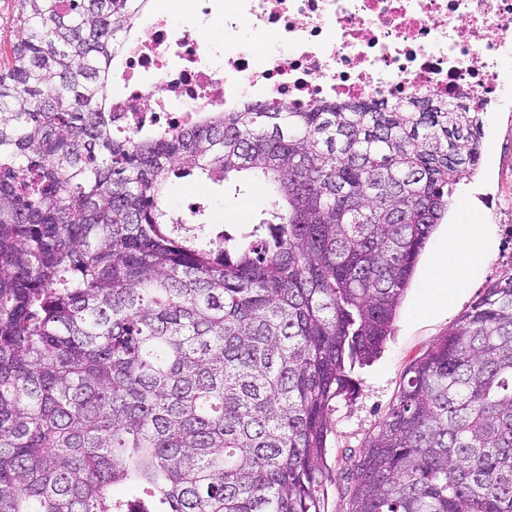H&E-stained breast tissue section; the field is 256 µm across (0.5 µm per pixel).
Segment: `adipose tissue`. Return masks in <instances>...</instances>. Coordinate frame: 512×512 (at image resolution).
<instances>
[{"label": "adipose tissue", "instance_id": "obj_1", "mask_svg": "<svg viewBox=\"0 0 512 512\" xmlns=\"http://www.w3.org/2000/svg\"><path fill=\"white\" fill-rule=\"evenodd\" d=\"M490 249L491 234L486 225H451L429 264L418 304L419 312L452 306Z\"/></svg>", "mask_w": 512, "mask_h": 512}]
</instances>
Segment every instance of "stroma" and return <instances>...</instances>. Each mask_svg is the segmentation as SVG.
<instances>
[{"label": "stroma", "instance_id": "35a3bbf8", "mask_svg": "<svg viewBox=\"0 0 512 512\" xmlns=\"http://www.w3.org/2000/svg\"><path fill=\"white\" fill-rule=\"evenodd\" d=\"M481 118L483 137L478 168L473 176L457 185L443 223L431 234L391 336L375 362L354 368V394L339 397L333 403L327 449L321 461L325 512H346L344 456L359 451L365 439L376 431L394 402L409 366L447 333L485 288L512 275V263L501 261L498 253H491L450 308L426 314L416 309L428 260L438 242L446 237L449 225L471 215L476 223L490 225L497 232L502 224L512 221V116L505 112H485ZM201 201L209 205L208 221L214 230H233L258 217L266 208L269 196L264 184L255 179L237 195L197 175L170 178L166 196L170 209L183 213L189 204Z\"/></svg>", "mask_w": 512, "mask_h": 512}]
</instances>
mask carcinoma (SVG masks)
<instances>
[{
    "instance_id": "cac0c4a2",
    "label": "carcinoma",
    "mask_w": 512,
    "mask_h": 512,
    "mask_svg": "<svg viewBox=\"0 0 512 512\" xmlns=\"http://www.w3.org/2000/svg\"><path fill=\"white\" fill-rule=\"evenodd\" d=\"M147 0H21L0 73V512H324L332 402L474 174L463 104L320 102L112 130ZM274 189L235 234L170 176ZM347 512H512V277L408 369ZM117 486L134 489L130 497Z\"/></svg>"
}]
</instances>
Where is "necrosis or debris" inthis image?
I'll use <instances>...</instances> for the list:
<instances>
[{
    "label": "necrosis or debris",
    "instance_id": "4bbe7bcc",
    "mask_svg": "<svg viewBox=\"0 0 512 512\" xmlns=\"http://www.w3.org/2000/svg\"><path fill=\"white\" fill-rule=\"evenodd\" d=\"M198 25L141 14L112 59L113 129L173 132L246 104L418 98L497 112L512 86V0H196ZM224 20L209 47L200 26ZM273 33L268 64L250 37Z\"/></svg>",
    "mask_w": 512,
    "mask_h": 512
}]
</instances>
